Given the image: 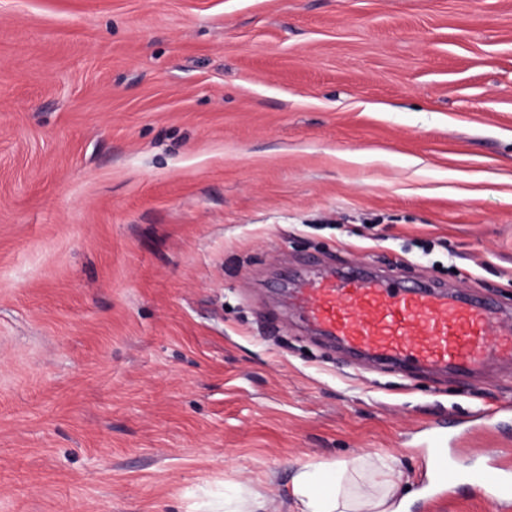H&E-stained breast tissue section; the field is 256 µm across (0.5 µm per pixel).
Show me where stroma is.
Masks as SVG:
<instances>
[{
	"label": "stroma",
	"mask_w": 512,
	"mask_h": 512,
	"mask_svg": "<svg viewBox=\"0 0 512 512\" xmlns=\"http://www.w3.org/2000/svg\"><path fill=\"white\" fill-rule=\"evenodd\" d=\"M512 309V0H0V512H294L303 463L512 400L350 368L283 292L307 257ZM461 468L512 463V414ZM258 497L249 490H241L233 496L224 495V499L203 501L197 508L204 510L201 512H264L261 511L264 506Z\"/></svg>",
	"instance_id": "obj_1"
}]
</instances>
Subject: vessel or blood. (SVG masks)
Instances as JSON below:
<instances>
[{
  "mask_svg": "<svg viewBox=\"0 0 512 512\" xmlns=\"http://www.w3.org/2000/svg\"><path fill=\"white\" fill-rule=\"evenodd\" d=\"M301 320L352 358L408 373L421 367L465 378L493 363L512 364V329L503 311L434 282L414 284L360 263L313 275L294 289ZM426 474L456 494L464 483L492 488L495 512H512V470L505 466L462 476L445 449H430Z\"/></svg>",
  "mask_w": 512,
  "mask_h": 512,
  "instance_id": "b4317fda",
  "label": "vessel or blood"
}]
</instances>
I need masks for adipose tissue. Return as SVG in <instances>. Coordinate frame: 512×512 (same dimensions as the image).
<instances>
[{
    "mask_svg": "<svg viewBox=\"0 0 512 512\" xmlns=\"http://www.w3.org/2000/svg\"><path fill=\"white\" fill-rule=\"evenodd\" d=\"M392 455L300 465L291 480L295 512H395L401 474Z\"/></svg>",
    "mask_w": 512,
    "mask_h": 512,
    "instance_id": "obj_1",
    "label": "adipose tissue"
}]
</instances>
